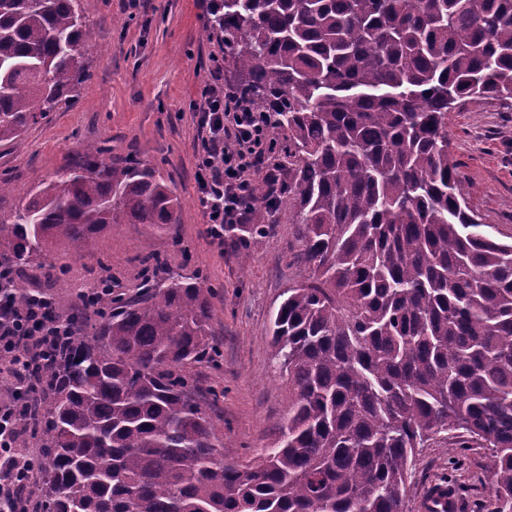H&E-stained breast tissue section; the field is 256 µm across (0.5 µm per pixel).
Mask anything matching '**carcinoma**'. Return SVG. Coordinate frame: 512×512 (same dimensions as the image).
I'll list each match as a JSON object with an SVG mask.
<instances>
[{"instance_id":"1","label":"carcinoma","mask_w":512,"mask_h":512,"mask_svg":"<svg viewBox=\"0 0 512 512\" xmlns=\"http://www.w3.org/2000/svg\"><path fill=\"white\" fill-rule=\"evenodd\" d=\"M224 69L285 141L255 184L240 257L281 213L309 278L271 325L288 376L279 440L224 462L192 397L213 362L211 288L146 277L97 295L100 322L56 344L36 419L39 512H402L415 449L490 448V512H512V243L461 193L448 113L512 100V0H210ZM77 0H0V144L90 77ZM168 182L92 145L0 224V290L78 256L112 224L176 223Z\"/></svg>"}]
</instances>
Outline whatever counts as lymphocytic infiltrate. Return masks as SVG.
<instances>
[{
    "mask_svg": "<svg viewBox=\"0 0 512 512\" xmlns=\"http://www.w3.org/2000/svg\"><path fill=\"white\" fill-rule=\"evenodd\" d=\"M210 71L212 80L201 88L194 106L199 126L195 182L211 242L220 251L225 228L248 223L247 200L257 180L272 184L276 178L269 115L253 111L243 93L225 84L222 57H211ZM71 331L65 319L41 299L19 304L0 295V354L7 356L0 371L15 382L37 385L42 370L49 366L54 344ZM30 411L27 402L18 409L0 407V472L5 475L0 481V502L14 512H25L28 506L13 484L14 474L22 471L29 481L37 479L27 467L36 449L14 445L22 431L18 417Z\"/></svg>",
    "mask_w": 512,
    "mask_h": 512,
    "instance_id": "f902f5d3",
    "label": "lymphocytic infiltrate"
}]
</instances>
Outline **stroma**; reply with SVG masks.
Masks as SVG:
<instances>
[{
	"label": "stroma",
	"mask_w": 512,
	"mask_h": 512,
	"mask_svg": "<svg viewBox=\"0 0 512 512\" xmlns=\"http://www.w3.org/2000/svg\"><path fill=\"white\" fill-rule=\"evenodd\" d=\"M92 40L85 53L90 79L75 103L28 128L20 145L0 146V179L12 185L0 195V221H10L25 193L55 179L74 152L93 144L112 155L136 152L172 186L182 207L172 231L148 235L140 224H115L97 235L92 248L67 260V282L55 291L59 315H67L85 285L109 274L134 295L145 277L144 257L158 253L157 279L180 274L212 287L211 334L219 343L218 364L194 368L199 399L224 460L257 462L278 436L288 411V384L269 335L271 317L288 287L306 280L297 264L296 227L287 219L268 225L260 245L240 262L237 235L223 252L210 244L208 226L196 203L197 124L192 109L210 79L209 58L224 45L210 35L205 0H80ZM449 151L463 175L470 208L490 233L512 242V108L480 101L448 116ZM223 390L212 401L211 390ZM486 448L436 443L418 449L404 512H419L420 498L434 483L454 484L463 512H487L489 469Z\"/></svg>",
	"instance_id": "35a3bbf8"
}]
</instances>
